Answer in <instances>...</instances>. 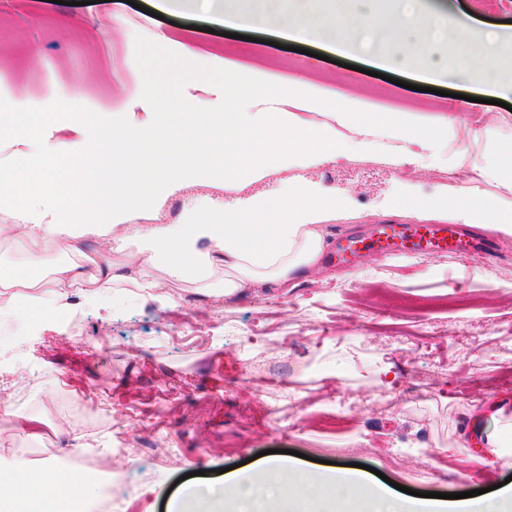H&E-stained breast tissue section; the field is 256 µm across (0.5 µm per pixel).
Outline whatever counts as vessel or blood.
<instances>
[{
  "label": "vessel or blood",
  "mask_w": 512,
  "mask_h": 512,
  "mask_svg": "<svg viewBox=\"0 0 512 512\" xmlns=\"http://www.w3.org/2000/svg\"><path fill=\"white\" fill-rule=\"evenodd\" d=\"M368 244L383 258L399 251L451 250L462 256H474L494 250L489 238L466 234L447 224H380Z\"/></svg>",
  "instance_id": "1"
}]
</instances>
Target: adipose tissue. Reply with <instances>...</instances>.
<instances>
[{
    "instance_id": "1",
    "label": "adipose tissue",
    "mask_w": 512,
    "mask_h": 512,
    "mask_svg": "<svg viewBox=\"0 0 512 512\" xmlns=\"http://www.w3.org/2000/svg\"><path fill=\"white\" fill-rule=\"evenodd\" d=\"M166 8L201 5L214 20L227 26L275 29L289 40L326 43L337 53L370 51L373 63L398 75L413 72L440 84L478 83L498 95L512 94V78L503 72L499 49L512 46V30L481 28L476 17L461 10L442 29L413 6L379 17L375 0H353L350 8L322 17L310 0H259L248 12L233 10L227 0H161ZM454 43L460 61L449 64L440 47ZM212 77L224 83V108L207 111L191 100L172 114L167 101L153 100L145 119L134 127L112 131L96 118L75 114L70 127L77 136L44 147L31 140L36 119L17 112L0 113V137L22 144L20 162L0 171V201H8L16 222L0 223V241L19 245L24 265L0 270V315L25 327H36L69 312L73 294L103 300L117 286L138 289L141 296L167 301V284L190 282L204 296L231 297L247 288H274L315 266L327 247L325 222L336 219V204L328 198L309 203L301 197L288 214L265 199L246 208L215 213L210 203H192L179 224H142L131 227L135 211L153 196L171 188L170 172L180 179L240 189L261 179L269 169L243 171L239 154L262 150L267 140H293L294 151L278 158L277 167L319 164L342 157L337 135L351 129L366 136L382 127L394 131L402 145L392 164L410 163L433 150L459 119L454 115L422 116L415 112H375L355 121L358 109L348 99H329L311 84L294 81L305 107L324 112L323 124L295 112H283L276 126L265 113L250 114L243 106L252 89L239 76L237 65L213 56ZM93 138H83L88 128ZM421 214L469 224H490L512 237V220H501L496 202L470 188L463 206L425 205ZM99 247H85L87 236ZM156 276H149V269ZM337 501H354L361 512H512V495L501 493L442 500L403 495L363 478L337 474ZM202 487L222 495L237 512H298L318 490L312 473L300 462L270 458L259 464L256 476L225 475L223 481L202 480ZM0 512H28L47 501L51 512H85L90 498L79 475L61 478L55 463L37 471L25 464L0 473Z\"/></svg>"
}]
</instances>
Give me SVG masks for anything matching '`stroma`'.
Returning <instances> with one entry per match:
<instances>
[{"label": "stroma", "instance_id": "stroma-1", "mask_svg": "<svg viewBox=\"0 0 512 512\" xmlns=\"http://www.w3.org/2000/svg\"><path fill=\"white\" fill-rule=\"evenodd\" d=\"M126 0L86 6L57 0H0V30L21 45L0 55V103L25 112H89L118 128L141 119L159 95H189L204 109L224 104V85L207 75L216 53L257 75L250 109L268 111L265 86L308 79L341 98L363 97L376 112L458 111L460 126L430 156L400 168L383 149L386 135L355 159L270 172L242 191L221 184L185 186L155 198L137 224L182 221L189 205L209 198L230 206L261 197L288 207L302 193L328 197L341 211L326 239L357 238L375 224H415L419 204L449 187L478 186L512 218V190L449 171L466 142L481 164L512 146V111L483 104L478 85L454 96L417 91L271 45L207 33L203 18L164 21ZM172 38L167 59L184 46L201 53L191 78L161 84L125 63L134 49L153 51L158 32ZM469 96L456 110L457 95ZM493 258L471 263L451 253L389 261L359 251L354 267L320 261L285 288L202 298L191 283H173L170 303L116 288L108 306L75 296L70 312L21 332L0 316V377L34 382L47 459L63 441L47 409L68 395L102 389L113 438L96 449L126 446L130 466L112 493L120 512H166L182 476L212 472L269 449L310 458L319 475L332 465L372 467L421 492L485 489L512 476V447L492 464L473 463L463 422L495 400L512 402V356L491 352L512 321V238L497 237ZM103 337L105 349L89 348ZM397 399L386 411L382 401ZM447 449L437 458L438 449Z\"/></svg>", "mask_w": 512, "mask_h": 512}]
</instances>
